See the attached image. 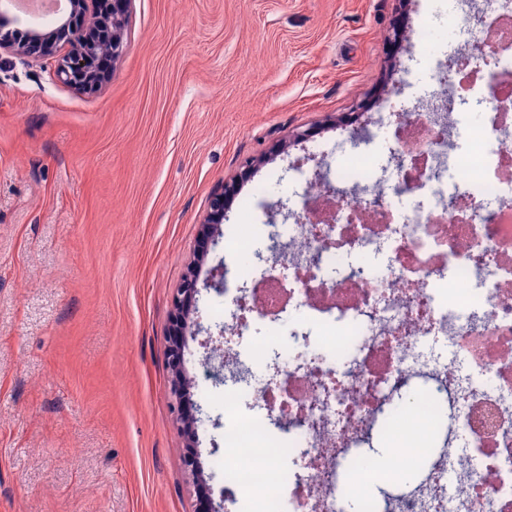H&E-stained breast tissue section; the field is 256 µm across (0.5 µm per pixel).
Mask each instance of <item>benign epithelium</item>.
I'll use <instances>...</instances> for the list:
<instances>
[{"instance_id": "7a95c632", "label": "benign epithelium", "mask_w": 512, "mask_h": 512, "mask_svg": "<svg viewBox=\"0 0 512 512\" xmlns=\"http://www.w3.org/2000/svg\"><path fill=\"white\" fill-rule=\"evenodd\" d=\"M128 2L129 0H112L110 29L102 37H87L80 34L71 27V21L68 20L47 26L32 27L27 31L26 42L19 44L13 40L11 32L0 27V51L6 50L18 56H28L34 52L42 56H50L55 53L58 40L66 34L70 39L71 48L67 55L58 59L55 77L67 86L93 90L102 80L94 70L96 59L109 56L116 60L125 52L123 35ZM239 189V180H228L211 199L210 211L203 224L201 248L197 250L194 259L188 265L173 300L172 328L167 346V362L170 370L169 390L177 411L176 423L184 437V466L196 486L202 487L198 512H224V500L216 501L212 497L210 488L206 486L199 460L196 427L200 421L201 408L191 399V382L184 372L187 330L191 327L201 329L200 323L193 319V315L196 314L200 270L210 246L218 242L224 211Z\"/></svg>"}]
</instances>
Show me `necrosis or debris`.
<instances>
[{"label": "necrosis or debris", "instance_id": "4bbe7bcc", "mask_svg": "<svg viewBox=\"0 0 512 512\" xmlns=\"http://www.w3.org/2000/svg\"><path fill=\"white\" fill-rule=\"evenodd\" d=\"M495 2L503 24L468 31L495 47V69L451 93L490 100L487 126L447 128L432 97L399 131L407 164L397 183L367 199L385 174L368 155L352 158L363 171L356 193L313 192L317 220L301 212L279 225L288 253L265 256L248 291L253 317L272 323L338 312L357 329L349 355L336 356L342 333L299 329L285 351L253 341L243 355L245 325L225 323L224 512H240L244 498L276 500V512H345L367 477L341 483L342 460L386 408L383 387L421 375L449 397L453 440L422 489L395 496L389 512H512V0ZM408 192L418 199L405 206ZM361 253L380 258V270L347 263L325 277L328 264ZM260 364L279 375L256 384ZM245 391L257 415L240 413ZM277 424L299 455L285 480L267 434Z\"/></svg>", "mask_w": 512, "mask_h": 512}]
</instances>
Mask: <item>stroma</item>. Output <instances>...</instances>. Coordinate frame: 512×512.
<instances>
[{
	"label": "stroma",
	"mask_w": 512,
	"mask_h": 512,
	"mask_svg": "<svg viewBox=\"0 0 512 512\" xmlns=\"http://www.w3.org/2000/svg\"><path fill=\"white\" fill-rule=\"evenodd\" d=\"M463 9L130 0L127 48L90 93L54 58L0 53V512H195L166 350L212 196L257 158L224 222L284 224L306 200L296 165L332 186L351 155L389 165L377 114L424 107L425 55L494 66L443 21ZM185 359L218 493L224 407L200 390H223L222 364L195 340Z\"/></svg>",
	"instance_id": "35a3bbf8"
}]
</instances>
